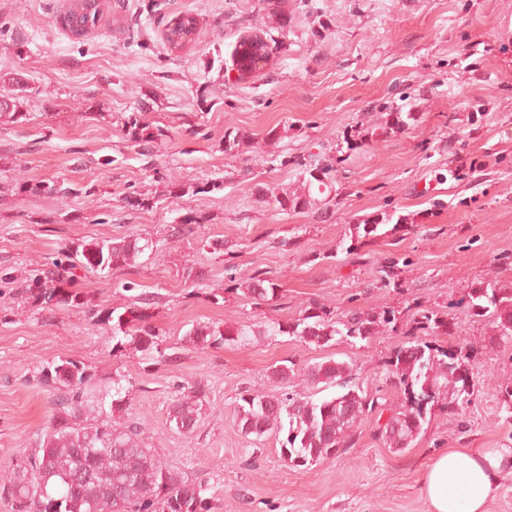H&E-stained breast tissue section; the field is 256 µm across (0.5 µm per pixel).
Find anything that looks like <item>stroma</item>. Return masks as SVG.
Masks as SVG:
<instances>
[{
	"mask_svg": "<svg viewBox=\"0 0 512 512\" xmlns=\"http://www.w3.org/2000/svg\"><path fill=\"white\" fill-rule=\"evenodd\" d=\"M70 2L0 0V75L27 87L20 115L0 112V470L34 452L56 397L41 372L62 359L129 387V420L170 467L212 486L216 512H427L420 480L440 449L512 444L499 394L512 347L465 302L482 281L512 286V0H107L81 43L57 22ZM179 14L196 32L174 49L164 32ZM253 33L268 57L232 79L236 43ZM399 112L412 120L395 125ZM132 116L158 139L130 140ZM320 157L334 167L323 190L302 168ZM63 181L90 191H18ZM305 195L308 205L280 206ZM359 224L379 230L354 249ZM136 237L153 247L134 268L77 270L87 306L17 294L63 249ZM395 256L400 285L381 287ZM257 270L279 281L276 306L227 292ZM129 282L155 294L147 313L164 345L196 325L245 324L258 337L189 345L174 363L113 349L107 314L130 305ZM315 300L339 317L395 311L396 328L353 346L269 334ZM419 310L454 324L436 343L475 358L465 416L433 415L397 451L373 415L353 447L306 469L286 465L275 435L241 432L236 398L272 390L283 360L354 363L356 384L396 408L386 361ZM198 384V424L183 435L169 403Z\"/></svg>",
	"mask_w": 512,
	"mask_h": 512,
	"instance_id": "stroma-1",
	"label": "stroma"
}]
</instances>
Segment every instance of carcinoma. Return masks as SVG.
I'll use <instances>...</instances> for the list:
<instances>
[{
	"label": "carcinoma",
	"instance_id": "carcinoma-1",
	"mask_svg": "<svg viewBox=\"0 0 512 512\" xmlns=\"http://www.w3.org/2000/svg\"><path fill=\"white\" fill-rule=\"evenodd\" d=\"M85 4L86 0H74L60 16L62 28L77 41L98 24L103 14L102 0L90 14L85 12ZM9 83L18 88L13 96L0 100V112L16 113L25 99V88L18 78L9 79ZM128 134L139 144L154 137L150 125L136 117L128 122ZM332 171L333 167L323 163L307 168L309 177L324 188ZM19 191H47L60 196L74 193L73 188L61 183L30 188L22 185ZM149 247V242L141 244L137 239L85 242L32 275L21 294L38 306L53 301L81 305L82 291L64 292L57 284L73 280L78 268L110 272L132 265ZM239 285L263 303L274 302L280 288L276 279L262 272ZM468 298V306L477 315L492 319L499 343L511 344L512 287L487 280L473 288ZM417 316V332H451V326L428 311L420 310ZM395 322V313L390 310L354 311L338 320L325 304L315 300L297 318L274 323V332L323 347L332 342L367 341ZM260 335L262 331L244 327L230 332L198 325L184 334L182 342L203 350L231 341L244 344ZM112 341L115 349L131 346L153 359L172 363L179 358L178 347L163 346L160 333L136 312L130 320L122 313L116 316ZM387 370L401 394V405L381 428V436L392 448L410 446L436 412L462 414L475 392L470 354L416 337L395 347ZM352 371V365L331 358L302 369L293 364L274 366L272 379L282 391L247 389L236 399L234 413L241 431L258 438L271 433L284 435L281 455L294 468L312 466L341 448L352 447L361 419L382 413L378 397L349 384ZM297 376L310 385H334L340 391L318 401L306 399L288 390L289 381ZM90 380L88 369L73 360L62 359L48 367L43 381L60 392L51 424L34 453L0 479V492L11 497L20 512H214L209 484L185 480L181 471L166 466L146 446L136 425L115 420V414L129 409L130 390L114 379L112 392L105 393L97 404L88 405L83 392ZM204 396L205 389L197 386L174 397L168 417L178 432H193Z\"/></svg>",
	"mask_w": 512,
	"mask_h": 512
}]
</instances>
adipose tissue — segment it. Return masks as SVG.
Returning a JSON list of instances; mask_svg holds the SVG:
<instances>
[{
    "label": "adipose tissue",
    "mask_w": 512,
    "mask_h": 512,
    "mask_svg": "<svg viewBox=\"0 0 512 512\" xmlns=\"http://www.w3.org/2000/svg\"><path fill=\"white\" fill-rule=\"evenodd\" d=\"M512 448H445L427 466L421 493L428 512H487Z\"/></svg>",
    "instance_id": "adipose-tissue-1"
}]
</instances>
